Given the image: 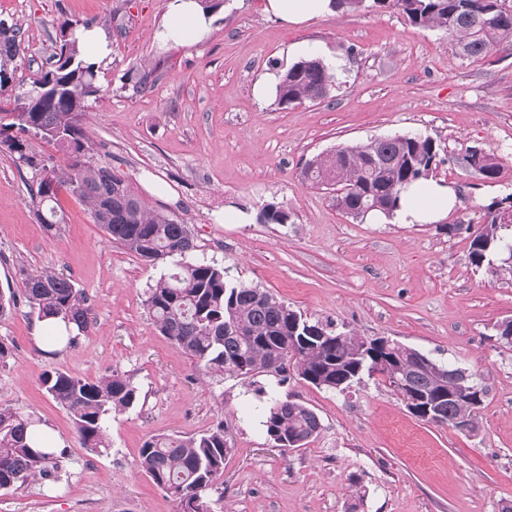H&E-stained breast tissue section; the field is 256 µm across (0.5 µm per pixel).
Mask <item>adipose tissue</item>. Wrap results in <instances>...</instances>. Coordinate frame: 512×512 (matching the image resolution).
I'll list each match as a JSON object with an SVG mask.
<instances>
[{
  "mask_svg": "<svg viewBox=\"0 0 512 512\" xmlns=\"http://www.w3.org/2000/svg\"><path fill=\"white\" fill-rule=\"evenodd\" d=\"M266 13L287 23L298 24L333 13L332 0H266ZM166 23L161 40L176 45L199 42L207 33L210 19L197 0H168ZM457 203L455 190L432 179L409 188L394 210L396 224H433L441 220Z\"/></svg>",
  "mask_w": 512,
  "mask_h": 512,
  "instance_id": "ef3b65f1",
  "label": "adipose tissue"
}]
</instances>
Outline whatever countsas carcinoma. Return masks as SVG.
Returning a JSON list of instances; mask_svg holds the SVG:
<instances>
[{"label": "carcinoma", "instance_id": "cac0c4a2", "mask_svg": "<svg viewBox=\"0 0 512 512\" xmlns=\"http://www.w3.org/2000/svg\"><path fill=\"white\" fill-rule=\"evenodd\" d=\"M377 10H392L411 24L443 31L466 58L486 57L512 50V9L502 10L497 0H372ZM77 24L60 27L57 51L46 59L32 88L14 98V107L0 114V144L36 170L30 185L37 217L50 235L61 228L58 191L66 185L87 204L93 223L109 240L155 265L180 258L178 271L160 276L147 290L146 308L162 335L197 360L212 376L252 380L273 376L280 385L291 376L319 389L344 392L364 376L380 375L402 397L437 399L452 385L454 367L428 358L415 369L408 364L417 350L396 343L390 359L378 363L367 339L336 332L333 324L313 321L292 309L271 292L233 280L226 268L192 261L191 231L175 215L149 208L125 176L109 164L90 160L91 146L82 125L89 98L99 94L94 66L86 63L75 37ZM25 56L19 28L0 19V95L13 91L16 62ZM336 86L332 69L318 57L302 58L278 74L275 102L288 108L305 102H323ZM61 145L63 167L49 165L26 152V140L10 130ZM436 142L429 136L398 135L385 140L340 145L337 150L309 161L303 171L311 184L335 194L336 206L357 219L371 212L387 216L397 208L410 184L427 179L436 166ZM477 172L494 180L499 165L483 153ZM291 216L276 203L265 204L257 215L263 224H286ZM471 230L470 264L480 269L501 258L500 269L512 273V223L503 224L487 212L486 220ZM22 294L31 311L41 318L56 316L81 332L92 323L84 293L67 278L52 271L30 273L20 269ZM48 395L70 415L83 447L103 453L110 448L106 420L136 405L137 388L129 379L111 374L94 381L56 371L47 374ZM471 381L454 400L438 404L442 419L466 417L478 426L479 408L472 404ZM32 419L0 408V491L31 482L57 479L55 452H42L26 442ZM261 425L267 438L284 451L304 448L320 434L319 415L287 395L273 401ZM231 452L224 424L192 437L158 435L139 448L142 471L177 502L195 501V512H214L206 493L224 475Z\"/></svg>", "mask_w": 512, "mask_h": 512}]
</instances>
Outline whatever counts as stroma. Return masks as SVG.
<instances>
[{
	"label": "stroma",
	"mask_w": 512,
	"mask_h": 512,
	"mask_svg": "<svg viewBox=\"0 0 512 512\" xmlns=\"http://www.w3.org/2000/svg\"><path fill=\"white\" fill-rule=\"evenodd\" d=\"M165 3L0 0V18L17 23L29 47L16 92L30 88L63 22L105 30L112 61L97 74L100 92L83 121L94 161L125 175L150 208L184 220L197 260L338 330L389 336L474 373L487 391L478 428L418 420L378 376L345 393L262 376L268 398L291 395L323 423L306 447H273L255 386L204 375L150 316L146 291L169 264L108 240L65 188L64 224L48 236L29 194L34 169L0 148V292L21 293L20 269L52 270L83 290L95 317L53 353L39 348L26 303L0 319L11 349L0 364V408L47 423L61 441L58 481L1 492L0 512H176L142 471L139 448L154 435L192 436L219 422L231 451L215 512H502L512 505V348L494 333L512 319V276L472 267L467 233L448 227L484 223L488 207L512 192V54L461 58L445 32L382 10L290 25L267 15L263 0H220L206 38L174 46L156 37ZM300 41L339 64L330 99L284 109L274 96L256 98L255 82L295 62L288 48ZM149 66L157 69L151 91L127 89L129 74ZM412 133L435 140L433 177L458 196L438 223L352 218L303 176L309 159L339 145ZM473 147L495 155L497 179L462 164ZM269 202L290 222L259 223ZM234 211L246 223H223ZM55 371L86 380L118 373L137 387L138 404L110 421L106 453L83 448L68 412L45 392L42 379Z\"/></svg>",
	"instance_id": "1"
}]
</instances>
